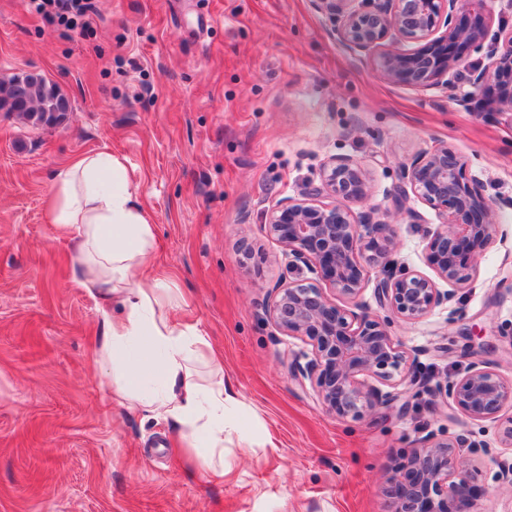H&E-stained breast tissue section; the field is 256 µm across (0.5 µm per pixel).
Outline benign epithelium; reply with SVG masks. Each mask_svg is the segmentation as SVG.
I'll return each instance as SVG.
<instances>
[{
    "label": "benign epithelium",
    "instance_id": "obj_1",
    "mask_svg": "<svg viewBox=\"0 0 512 512\" xmlns=\"http://www.w3.org/2000/svg\"><path fill=\"white\" fill-rule=\"evenodd\" d=\"M332 24L336 44L373 58L390 82L416 90L458 89L466 57L483 48L489 35L492 0H311ZM488 63L469 78L472 91L488 79L512 81V29H501ZM300 199L286 198L269 214L267 232L288 256V269L306 268L315 281L275 285L267 312L284 336L304 339L311 352L292 367L296 378L315 388L325 410L358 417L395 400L384 385H406L417 396L420 384L409 353L389 331V320L372 316L359 302L381 268L374 294L380 306L417 323L451 293L437 281L457 287L474 277L479 249L496 235L494 211L480 186L467 177L464 158L445 144L417 154L401 168L402 192L412 193L436 213L440 228L427 240L432 279L397 263L392 225L369 212L354 214L349 204L367 198L372 187L357 160L334 156ZM326 194L327 203L317 201ZM324 282L345 310L318 285ZM438 391L474 420L494 419L512 405V378L471 367L448 378ZM390 512H467L483 495L470 480L455 446L440 443L413 450L391 468Z\"/></svg>",
    "mask_w": 512,
    "mask_h": 512
}]
</instances>
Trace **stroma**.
Wrapping results in <instances>:
<instances>
[{
  "label": "stroma",
  "mask_w": 512,
  "mask_h": 512,
  "mask_svg": "<svg viewBox=\"0 0 512 512\" xmlns=\"http://www.w3.org/2000/svg\"><path fill=\"white\" fill-rule=\"evenodd\" d=\"M87 33L0 0V78L36 72L70 109L54 126L0 112V512H389L385 475L413 449L464 440L486 488L478 512H512V450L498 422L429 394L359 418L327 412L291 373L309 346L266 309L289 271L265 216L324 162L365 167L400 263L432 275V209L399 200V168L445 143L492 202L498 234L473 281L423 321L390 330L438 383L471 365L512 377V112L457 91L390 83L337 45L310 0H95ZM124 159L156 231V268L224 359L244 406L226 474L189 463L170 422L118 406L94 361L95 298L72 281L67 233L48 220L55 173Z\"/></svg>",
  "instance_id": "1"
}]
</instances>
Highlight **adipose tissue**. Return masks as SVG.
Segmentation results:
<instances>
[{
	"mask_svg": "<svg viewBox=\"0 0 512 512\" xmlns=\"http://www.w3.org/2000/svg\"><path fill=\"white\" fill-rule=\"evenodd\" d=\"M49 220L72 230L73 281L99 299L97 361L112 371L118 405L170 421L192 458L224 474V437L239 406L224 382L203 384L194 367L207 341L199 326L175 324L166 278L151 276L155 231L122 159L91 152L55 176Z\"/></svg>",
	"mask_w": 512,
	"mask_h": 512,
	"instance_id": "obj_1",
	"label": "adipose tissue"
}]
</instances>
